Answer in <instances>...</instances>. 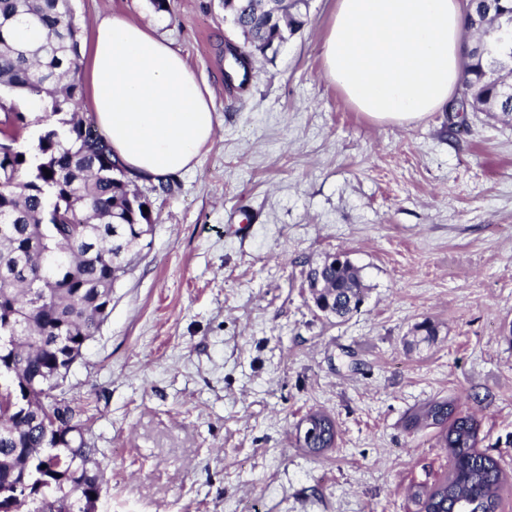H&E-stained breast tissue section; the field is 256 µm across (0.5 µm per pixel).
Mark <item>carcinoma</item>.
<instances>
[{
	"label": "carcinoma",
	"instance_id": "cac0c4a2",
	"mask_svg": "<svg viewBox=\"0 0 512 512\" xmlns=\"http://www.w3.org/2000/svg\"><path fill=\"white\" fill-rule=\"evenodd\" d=\"M250 46L264 51L281 46L300 30L306 12L284 11L285 23L271 24L246 8L247 0H223ZM512 13V0H476L466 14L467 28L486 41L497 17ZM81 28L73 20L70 0H0V95L37 99L45 115L27 149L19 146L30 127L24 113L0 102V366L12 371L0 389V512H9L14 485L23 474L33 487L76 504L100 496L102 478L94 465L97 448L86 423H58L42 416L52 404L68 360L81 356L85 342L112 309V286L127 272L150 231L151 202L133 188L123 165L112 158L109 137L93 119L77 112ZM459 81L462 106L512 119V97L488 84L493 57L474 46ZM307 278L325 288L314 297L318 310L343 319L354 312L366 288L355 266L322 263ZM414 342L429 345L436 326L414 325ZM30 390L32 406L21 415L10 408L16 390ZM326 436L311 445L318 455L334 447L336 428L324 412L311 413ZM407 425L440 429L448 452V470L433 483L420 485L413 497L419 512H498L503 489L496 459L480 449L481 422L456 411L446 399L429 401L412 411Z\"/></svg>",
	"mask_w": 512,
	"mask_h": 512
}]
</instances>
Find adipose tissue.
<instances>
[{
  "instance_id": "adipose-tissue-1",
  "label": "adipose tissue",
  "mask_w": 512,
  "mask_h": 512,
  "mask_svg": "<svg viewBox=\"0 0 512 512\" xmlns=\"http://www.w3.org/2000/svg\"><path fill=\"white\" fill-rule=\"evenodd\" d=\"M464 26L460 0H336L325 76L355 110L413 123L450 100ZM82 58L92 109L131 178L157 181L195 166L215 135L212 95L179 53L115 15L95 22Z\"/></svg>"
}]
</instances>
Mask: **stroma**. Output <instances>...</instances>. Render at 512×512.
<instances>
[{"label":"stroma","mask_w":512,"mask_h":512,"mask_svg":"<svg viewBox=\"0 0 512 512\" xmlns=\"http://www.w3.org/2000/svg\"><path fill=\"white\" fill-rule=\"evenodd\" d=\"M71 6L86 31L112 14L153 26L211 89L216 128L168 191L137 182L152 231L59 389L104 468L96 512H417L447 452L407 417L436 398L480 418L512 512V121L349 107L324 75L336 0L252 53L243 85L224 76L243 39L221 0ZM239 210L251 224L225 234ZM336 254L367 289L341 321L305 284ZM425 319L438 336L418 348ZM318 410L338 435L313 456L299 436Z\"/></svg>","instance_id":"obj_1"}]
</instances>
